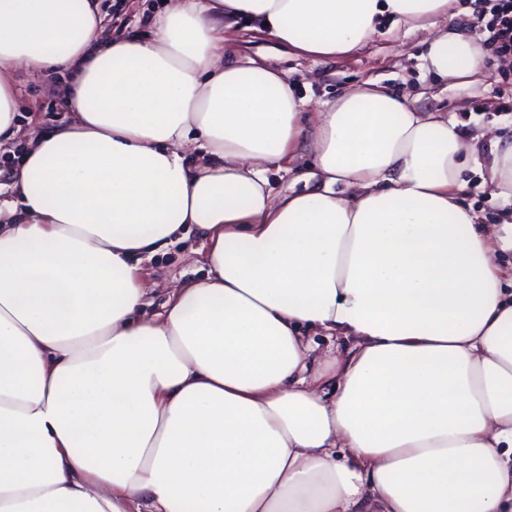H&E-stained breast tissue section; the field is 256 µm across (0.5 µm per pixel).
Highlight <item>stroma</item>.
<instances>
[{
  "instance_id": "1",
  "label": "stroma",
  "mask_w": 512,
  "mask_h": 512,
  "mask_svg": "<svg viewBox=\"0 0 512 512\" xmlns=\"http://www.w3.org/2000/svg\"><path fill=\"white\" fill-rule=\"evenodd\" d=\"M158 2L101 0L104 38L125 28L147 34V18ZM237 41L246 55H267L269 63L284 71L310 101H331L347 89L374 80L409 96L420 111L448 113L467 132L512 138V58L486 56L479 78L454 84L424 68L427 45L421 32L405 24L394 27L383 23L360 52L318 62L272 49L268 40L243 27L238 30ZM18 89L23 129L44 130L69 120L64 106L66 83L61 77L23 71L18 75ZM481 174L476 165L467 171L470 186L463 200L477 212L480 223H501L506 202L481 189ZM200 247L199 236L193 232L186 240L170 245L165 254L142 261L141 268L154 285L155 301H163L173 284L200 276Z\"/></svg>"
}]
</instances>
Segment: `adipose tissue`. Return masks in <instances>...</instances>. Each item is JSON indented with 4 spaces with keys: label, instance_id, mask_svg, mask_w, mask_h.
<instances>
[{
    "label": "adipose tissue",
    "instance_id": "obj_1",
    "mask_svg": "<svg viewBox=\"0 0 512 512\" xmlns=\"http://www.w3.org/2000/svg\"><path fill=\"white\" fill-rule=\"evenodd\" d=\"M451 7L168 0L106 41L98 0H0V138L22 67L69 75L72 115L0 198V512H512V224L461 201L482 135L372 80L307 111L228 46L245 19L347 57L388 20L455 82L483 49ZM487 167L512 196L511 141ZM189 225L206 276L152 308L140 262Z\"/></svg>",
    "mask_w": 512,
    "mask_h": 512
}]
</instances>
